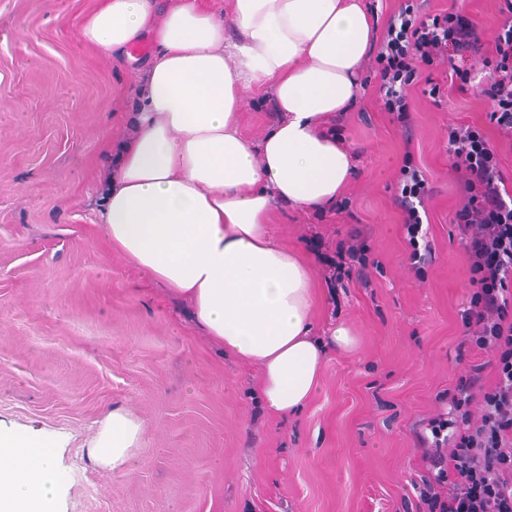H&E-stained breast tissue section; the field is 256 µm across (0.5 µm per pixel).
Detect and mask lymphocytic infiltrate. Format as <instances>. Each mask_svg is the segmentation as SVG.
Listing matches in <instances>:
<instances>
[{"instance_id": "1", "label": "lymphocytic infiltrate", "mask_w": 512, "mask_h": 512, "mask_svg": "<svg viewBox=\"0 0 512 512\" xmlns=\"http://www.w3.org/2000/svg\"><path fill=\"white\" fill-rule=\"evenodd\" d=\"M503 10L509 19L490 44L456 7L423 15L414 0H405L390 17L374 61L383 107L404 133L412 131L408 90L421 66H447L451 83L461 87L480 67L489 121L512 141V0H505ZM448 163L461 196L453 222L473 288L458 352L485 350L493 360L470 362L448 390L446 412L419 431L429 465L420 496L428 512H512V192L497 151L478 125L449 127ZM429 193L412 151H405L396 202L409 244L418 241ZM489 366L490 383L484 374Z\"/></svg>"}]
</instances>
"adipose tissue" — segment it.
<instances>
[{"mask_svg":"<svg viewBox=\"0 0 512 512\" xmlns=\"http://www.w3.org/2000/svg\"><path fill=\"white\" fill-rule=\"evenodd\" d=\"M234 37H227V27ZM359 0H98L80 27L102 53L151 41L142 103L104 188L99 222L113 249L188 300L207 336L257 365L268 413L302 409L318 391L329 349L352 350L343 323L312 331L316 286L308 262L280 244V205L335 204L354 156L325 131L359 100L375 39ZM269 87L278 119L259 144L241 131L242 92ZM144 434L113 409L90 448L128 473ZM52 445L0 434V512H49Z\"/></svg>","mask_w":512,"mask_h":512,"instance_id":"adipose-tissue-1","label":"adipose tissue"}]
</instances>
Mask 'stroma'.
<instances>
[{
  "instance_id": "stroma-1",
  "label": "stroma",
  "mask_w": 512,
  "mask_h": 512,
  "mask_svg": "<svg viewBox=\"0 0 512 512\" xmlns=\"http://www.w3.org/2000/svg\"><path fill=\"white\" fill-rule=\"evenodd\" d=\"M95 3L0 0V431L53 444L52 512H424L416 433L467 367L457 346L471 285L452 222L450 125L484 127L512 190V143L490 124L488 98L451 87L438 65L421 66L409 90L415 159L433 188L415 264L395 201L403 133L362 68L358 107L334 129L355 155L347 207L284 205L274 220L315 273V336L344 323L357 345L329 352L301 412L273 417L258 368L214 344L190 303L114 251L97 222L147 56L82 43ZM421 3L432 15L463 8L488 41L505 20L501 0ZM275 119L269 89L244 90L251 142ZM354 227L372 247L365 282L326 263ZM116 407L145 423L124 475L88 455Z\"/></svg>"
}]
</instances>
